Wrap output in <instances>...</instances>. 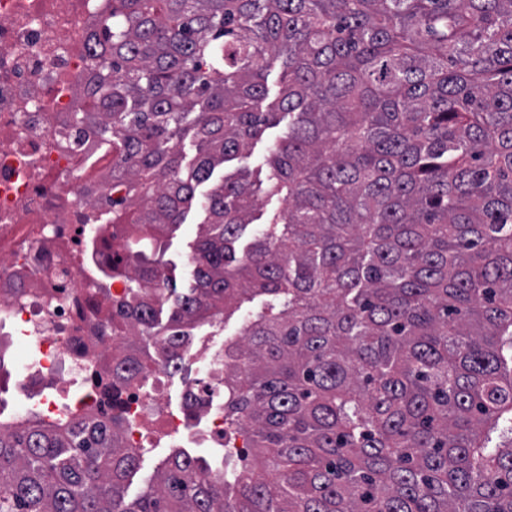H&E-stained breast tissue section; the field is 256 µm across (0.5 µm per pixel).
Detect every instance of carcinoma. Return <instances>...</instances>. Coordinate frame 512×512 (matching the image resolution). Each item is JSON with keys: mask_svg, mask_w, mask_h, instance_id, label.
Wrapping results in <instances>:
<instances>
[{"mask_svg": "<svg viewBox=\"0 0 512 512\" xmlns=\"http://www.w3.org/2000/svg\"><path fill=\"white\" fill-rule=\"evenodd\" d=\"M89 56L112 223L139 227L112 397L258 298L224 345L252 460L220 481L177 451L130 500L120 417L0 418V512H512V0H112ZM285 118L267 179L197 194ZM193 207L178 294L166 238Z\"/></svg>", "mask_w": 512, "mask_h": 512, "instance_id": "cac0c4a2", "label": "carcinoma"}]
</instances>
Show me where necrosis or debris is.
Returning <instances> with one entry per match:
<instances>
[{
  "mask_svg": "<svg viewBox=\"0 0 512 512\" xmlns=\"http://www.w3.org/2000/svg\"><path fill=\"white\" fill-rule=\"evenodd\" d=\"M111 17L112 0H0V335L38 348L23 363L26 408L48 417L118 412L128 447L142 448L143 428L156 423L240 461L250 451L225 439L213 394L168 411L159 369L128 388L117 411L101 386L125 281L84 271L111 266L121 227L111 219L112 152L73 115L88 109L87 36Z\"/></svg>",
  "mask_w": 512,
  "mask_h": 512,
  "instance_id": "1",
  "label": "necrosis or debris"
}]
</instances>
